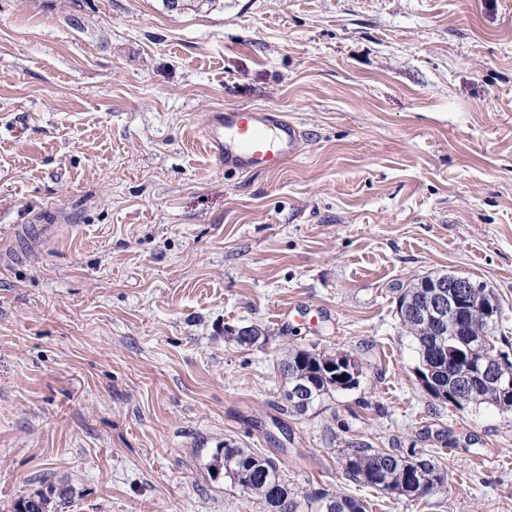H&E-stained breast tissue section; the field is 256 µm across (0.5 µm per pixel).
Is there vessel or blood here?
<instances>
[{"label":"vessel or blood","mask_w":512,"mask_h":512,"mask_svg":"<svg viewBox=\"0 0 512 512\" xmlns=\"http://www.w3.org/2000/svg\"><path fill=\"white\" fill-rule=\"evenodd\" d=\"M208 146L225 169L276 172L300 154L303 134L282 113L233 107L210 112L204 125Z\"/></svg>","instance_id":"vessel-or-blood-1"}]
</instances>
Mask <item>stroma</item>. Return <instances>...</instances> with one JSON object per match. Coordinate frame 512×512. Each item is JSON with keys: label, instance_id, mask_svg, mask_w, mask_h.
Masks as SVG:
<instances>
[{"label": "stroma", "instance_id": "stroma-1", "mask_svg": "<svg viewBox=\"0 0 512 512\" xmlns=\"http://www.w3.org/2000/svg\"><path fill=\"white\" fill-rule=\"evenodd\" d=\"M228 107L285 113L300 155L224 171ZM55 213L0 263V512L43 481L70 512H264L213 474L227 441L367 512H512V410L429 397L396 313L469 277L512 357V0H0V250ZM293 346L359 385L289 413ZM359 442L432 455L447 492L354 484Z\"/></svg>", "mask_w": 512, "mask_h": 512}]
</instances>
